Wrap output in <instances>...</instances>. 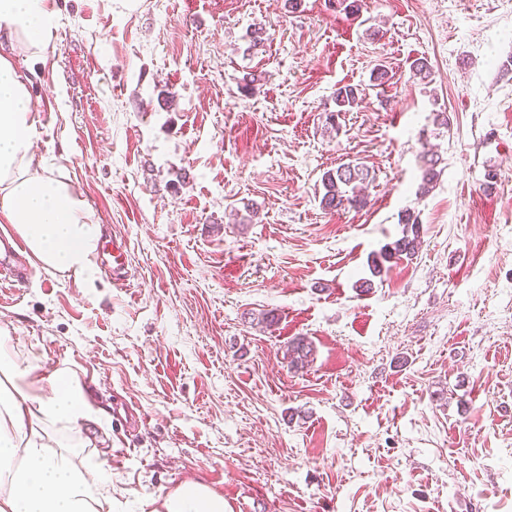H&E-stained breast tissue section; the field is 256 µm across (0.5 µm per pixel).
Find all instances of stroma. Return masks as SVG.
Returning a JSON list of instances; mask_svg holds the SVG:
<instances>
[{"label":"stroma","mask_w":512,"mask_h":512,"mask_svg":"<svg viewBox=\"0 0 512 512\" xmlns=\"http://www.w3.org/2000/svg\"><path fill=\"white\" fill-rule=\"evenodd\" d=\"M58 3L45 63L10 58L38 72L39 157L105 226L99 273L34 264L0 327L102 410L62 434L74 463H106L124 512L189 481L226 512H512V0ZM347 163L366 205L324 210ZM407 209L416 256L360 290ZM357 100V91L353 86L346 85L336 90L335 103L336 111L327 114V124L334 130L338 129L340 116L349 112Z\"/></svg>","instance_id":"1"}]
</instances>
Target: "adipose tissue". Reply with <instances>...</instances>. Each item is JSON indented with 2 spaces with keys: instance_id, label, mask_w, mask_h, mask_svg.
I'll return each instance as SVG.
<instances>
[{
  "instance_id": "ef3b65f1",
  "label": "adipose tissue",
  "mask_w": 512,
  "mask_h": 512,
  "mask_svg": "<svg viewBox=\"0 0 512 512\" xmlns=\"http://www.w3.org/2000/svg\"><path fill=\"white\" fill-rule=\"evenodd\" d=\"M57 14L56 0H0V38L43 61ZM32 123L28 80L0 54V222L15 226L43 267L93 282L103 227L70 182L38 160ZM99 419L68 371L40 379L15 359L9 333L0 334V512H112L111 471L78 469L58 448L59 427ZM160 509L226 512L223 496L196 482L165 496Z\"/></svg>"
}]
</instances>
